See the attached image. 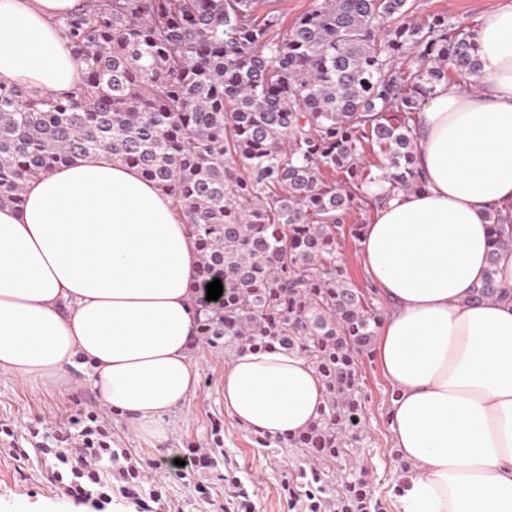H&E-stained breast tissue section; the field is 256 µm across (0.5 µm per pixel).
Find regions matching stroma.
Returning a JSON list of instances; mask_svg holds the SVG:
<instances>
[{"label":"stroma","instance_id":"1","mask_svg":"<svg viewBox=\"0 0 512 512\" xmlns=\"http://www.w3.org/2000/svg\"><path fill=\"white\" fill-rule=\"evenodd\" d=\"M499 0H417L423 18L445 16L475 24ZM195 386L173 415L167 441L158 443L140 435L123 418L111 414L104 423L114 441L146 471L150 481L138 496L107 491L90 478L78 483L56 482L42 468L33 449L35 433L54 432L66 448L80 442L72 419L101 407L82 374H75L70 391L36 387L10 375H0V512H139L137 499L146 500L151 512H237V500L222 474L252 476L257 484L255 512H288L282 492L284 476L295 473L301 461L290 449L267 455L252 432L224 410L220 387L227 364L223 354L199 347L192 355ZM362 385L367 394L363 423L367 440L345 464L369 484L384 512H398L393 489L402 468L393 446L387 415L390 384L377 353L361 359ZM220 423L224 454L215 467H202L199 451L213 449V423Z\"/></svg>","mask_w":512,"mask_h":512}]
</instances>
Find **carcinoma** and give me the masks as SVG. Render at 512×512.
<instances>
[{"label":"carcinoma","instance_id":"obj_1","mask_svg":"<svg viewBox=\"0 0 512 512\" xmlns=\"http://www.w3.org/2000/svg\"><path fill=\"white\" fill-rule=\"evenodd\" d=\"M258 0H84L61 18L83 66L76 94L39 95L0 83V207L23 204L26 182L105 152L169 196L197 247V344L232 357L278 346L306 357L324 406L299 435L257 436L271 454L301 458L289 512H382L343 468L364 435L360 358L385 316L374 288L346 277L336 247L361 225L353 208L422 188L418 115L438 85L481 66L470 26L416 21L415 0H312L273 35L278 16ZM370 148L378 163L365 162ZM378 174H372V169ZM387 184L370 195L366 187ZM495 249L512 247V211L490 217ZM226 285L216 301L203 288ZM512 303L495 259L469 302ZM81 446L58 451L72 479L118 469L145 483L101 418L74 421ZM239 512H254V483L231 479Z\"/></svg>","mask_w":512,"mask_h":512}]
</instances>
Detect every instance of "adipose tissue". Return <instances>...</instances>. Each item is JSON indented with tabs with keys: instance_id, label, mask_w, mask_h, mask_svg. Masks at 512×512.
<instances>
[{
	"instance_id": "adipose-tissue-1",
	"label": "adipose tissue",
	"mask_w": 512,
	"mask_h": 512,
	"mask_svg": "<svg viewBox=\"0 0 512 512\" xmlns=\"http://www.w3.org/2000/svg\"><path fill=\"white\" fill-rule=\"evenodd\" d=\"M78 0H0V82L66 95L80 84L59 20ZM475 84L437 86L419 116L425 187L393 193L362 235L363 266L392 304L376 338L394 389L390 425L412 466L400 512H512V305L468 303L512 208V0L474 30ZM198 253L171 199L104 154L27 181L0 208V374L71 388L84 370L101 405L167 438L195 384L190 284ZM225 411L269 437L323 404L301 354L232 359ZM490 241L495 249L512 247V211L496 212L490 218Z\"/></svg>"
}]
</instances>
